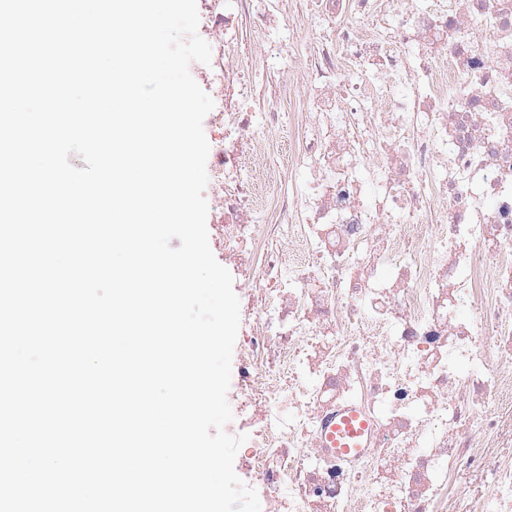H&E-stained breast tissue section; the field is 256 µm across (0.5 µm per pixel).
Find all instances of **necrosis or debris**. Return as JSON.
<instances>
[{
	"mask_svg": "<svg viewBox=\"0 0 512 512\" xmlns=\"http://www.w3.org/2000/svg\"><path fill=\"white\" fill-rule=\"evenodd\" d=\"M205 4L267 512H512V0ZM345 413H347V415ZM345 413L340 415L338 420L337 418L339 416L336 417V423L333 422L330 425V432L327 436L331 447L335 450L336 448H341L343 451H348L347 444L342 440L344 435H348L353 438L357 435H361L363 431L368 428V423L365 420H361L359 422V430H356L353 422L359 418V414L355 411H348ZM334 433H336V435Z\"/></svg>",
	"mask_w": 512,
	"mask_h": 512,
	"instance_id": "obj_1",
	"label": "necrosis or debris"
}]
</instances>
